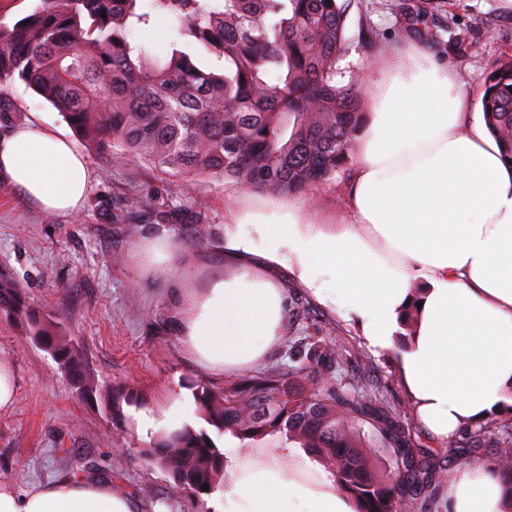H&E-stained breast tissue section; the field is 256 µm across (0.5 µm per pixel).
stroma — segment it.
Segmentation results:
<instances>
[{"mask_svg": "<svg viewBox=\"0 0 512 512\" xmlns=\"http://www.w3.org/2000/svg\"><path fill=\"white\" fill-rule=\"evenodd\" d=\"M389 2L361 0L352 7L349 40L336 61L337 84L370 93L368 71L382 54L415 43L469 83L472 96L466 109L480 111L493 62L512 55V10L503 0H448L446 30L432 40L405 30ZM6 97L12 110L0 116L1 135L41 116L71 141L94 174L77 215L42 212L0 177V271L79 348L101 393L94 402L78 399L52 355L32 345L20 327L0 321V357L12 362L17 380L15 403L0 410V480L24 490L81 470L106 477L114 488L139 500L143 512H207L215 495L174 490L149 457V441L136 434L127 417L113 416L109 408L112 392L126 387L135 391L139 405L165 407L185 378L203 376L180 349L175 289L163 276L141 275L132 251L156 229L159 217H167L184 261L202 283L224 269L220 238L227 211L268 213L285 200L202 176L173 186L170 176L139 159H105L25 83L14 82ZM129 194L149 198L152 217L133 215L113 223L117 199ZM303 303V314L288 317L290 333L323 341L337 338L361 351L362 361L341 365L338 378L386 389L402 437L447 464L446 442L416 423L390 360L367 350L350 326L312 298Z\"/></svg>", "mask_w": 512, "mask_h": 512, "instance_id": "obj_1", "label": "stroma"}]
</instances>
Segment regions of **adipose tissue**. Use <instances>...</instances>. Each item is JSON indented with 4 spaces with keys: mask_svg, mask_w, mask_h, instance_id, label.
<instances>
[{
    "mask_svg": "<svg viewBox=\"0 0 512 512\" xmlns=\"http://www.w3.org/2000/svg\"><path fill=\"white\" fill-rule=\"evenodd\" d=\"M368 119L357 137L346 208L303 216L292 195L271 217L230 212L228 263L177 310L184 354L216 378L256 367L287 332L283 268L320 305L353 323L377 355H395L417 423L433 437L512 413V164L471 90L423 47L409 45L369 72ZM0 173L50 212L78 214L90 187L85 158L33 120L0 137ZM143 268L179 281L186 266L168 230L139 241ZM413 327H406L408 313ZM167 408L129 410L136 433L152 439L193 423L196 406L178 388ZM221 512H357L332 473L309 455L228 447ZM111 484L67 477L25 491L0 482V512H138ZM448 512H512L492 462L448 475Z\"/></svg>",
    "mask_w": 512,
    "mask_h": 512,
    "instance_id": "ef3b65f1",
    "label": "adipose tissue"
}]
</instances>
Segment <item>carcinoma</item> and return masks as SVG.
Returning a JSON list of instances; mask_svg holds the SVG:
<instances>
[{"label":"carcinoma","mask_w":512,"mask_h":512,"mask_svg":"<svg viewBox=\"0 0 512 512\" xmlns=\"http://www.w3.org/2000/svg\"><path fill=\"white\" fill-rule=\"evenodd\" d=\"M144 0H40L12 25L0 21V97L20 80L48 101L98 152L135 155L185 180L205 176L277 196L303 194L352 162L364 102L336 85L337 55L347 42L354 0H151L180 22L164 56L130 41L151 13ZM395 9L417 26L427 10L407 0ZM220 63L204 68L201 57ZM492 134L512 161V56L495 61L482 96ZM115 219L150 210L126 197ZM0 320L21 325L64 368L80 399L97 386L81 351L42 318L0 273ZM288 369L224 386L188 379L197 415L217 436H267L297 443L336 476L358 512H421L440 487L438 461L400 435L384 391L344 384L335 368L359 355L340 344L289 340ZM134 392H115L122 415ZM150 456L172 487L204 494L224 480V452L204 428L189 425L153 440ZM390 448L381 460L373 448ZM448 460L464 465L495 448L499 472L512 448V419H490L455 435Z\"/></svg>","instance_id":"cac0c4a2"}]
</instances>
